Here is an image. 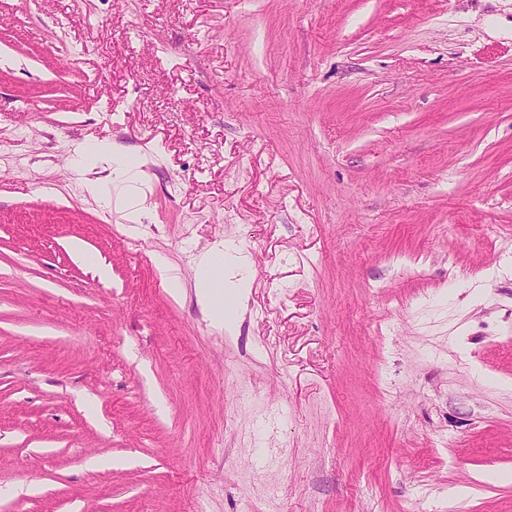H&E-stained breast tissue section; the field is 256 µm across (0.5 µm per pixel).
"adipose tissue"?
<instances>
[{"mask_svg":"<svg viewBox=\"0 0 512 512\" xmlns=\"http://www.w3.org/2000/svg\"><path fill=\"white\" fill-rule=\"evenodd\" d=\"M246 260L238 254L214 249L200 256L195 270V290L199 304L208 311L216 326L224 324L223 301L245 308L248 293L237 274Z\"/></svg>","mask_w":512,"mask_h":512,"instance_id":"obj_1","label":"adipose tissue"}]
</instances>
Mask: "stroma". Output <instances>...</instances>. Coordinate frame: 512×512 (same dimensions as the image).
I'll return each mask as SVG.
<instances>
[{"instance_id":"1","label":"stroma","mask_w":512,"mask_h":512,"mask_svg":"<svg viewBox=\"0 0 512 512\" xmlns=\"http://www.w3.org/2000/svg\"><path fill=\"white\" fill-rule=\"evenodd\" d=\"M0 512H512V0H0ZM222 249L220 247L202 254L195 270L198 302L208 311L212 323L219 328L224 326V295L231 303L244 310L248 298L244 288H250L237 277L238 270L245 266L246 259L235 253H225L224 256ZM219 257L224 258L222 263L219 262Z\"/></svg>"}]
</instances>
